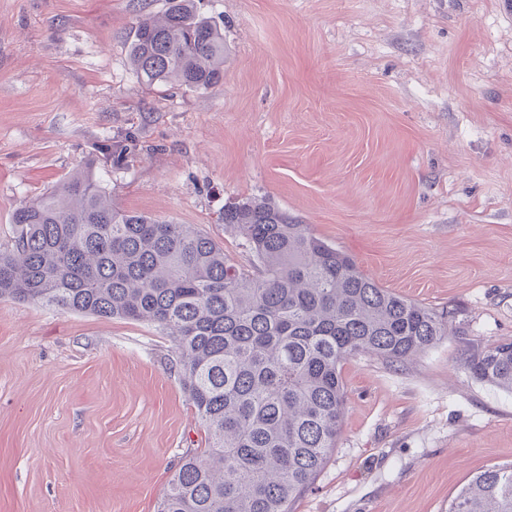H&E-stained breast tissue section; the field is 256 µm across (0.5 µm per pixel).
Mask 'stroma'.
I'll return each mask as SVG.
<instances>
[{
	"label": "stroma",
	"mask_w": 512,
	"mask_h": 512,
	"mask_svg": "<svg viewBox=\"0 0 512 512\" xmlns=\"http://www.w3.org/2000/svg\"><path fill=\"white\" fill-rule=\"evenodd\" d=\"M166 8L0 0V245L20 204L87 170L242 265L225 205L286 210L451 314L408 364L343 362L342 435L292 512H448L512 464V393L464 364L512 341V0H194L224 31L206 91L130 66L133 26ZM175 360L157 325L0 300V512H156L208 445Z\"/></svg>",
	"instance_id": "35a3bbf8"
}]
</instances>
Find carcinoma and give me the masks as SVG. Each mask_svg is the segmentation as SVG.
<instances>
[{"instance_id": "carcinoma-1", "label": "carcinoma", "mask_w": 512, "mask_h": 512, "mask_svg": "<svg viewBox=\"0 0 512 512\" xmlns=\"http://www.w3.org/2000/svg\"><path fill=\"white\" fill-rule=\"evenodd\" d=\"M129 57L149 85L207 91L224 78V33L191 0L137 24ZM0 299L150 322L172 336L208 447L184 458L156 512H290L342 433L340 373L364 354L402 363L448 337V314L381 287L286 211L224 208L251 269L207 235L112 203L93 173L65 179L12 215ZM512 392V342L466 360ZM448 512H512V465L477 473Z\"/></svg>"}]
</instances>
